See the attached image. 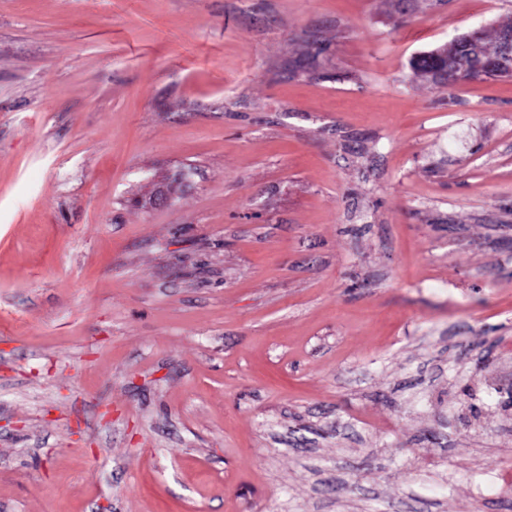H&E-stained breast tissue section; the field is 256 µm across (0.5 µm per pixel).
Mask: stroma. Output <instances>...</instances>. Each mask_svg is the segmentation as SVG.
Masks as SVG:
<instances>
[{
	"label": "stroma",
	"instance_id": "1",
	"mask_svg": "<svg viewBox=\"0 0 512 512\" xmlns=\"http://www.w3.org/2000/svg\"><path fill=\"white\" fill-rule=\"evenodd\" d=\"M511 18L0 0V512H512ZM453 51L457 50L453 47H443L425 52L412 59L410 68L416 77L431 82V74L441 67L442 60Z\"/></svg>",
	"mask_w": 512,
	"mask_h": 512
}]
</instances>
